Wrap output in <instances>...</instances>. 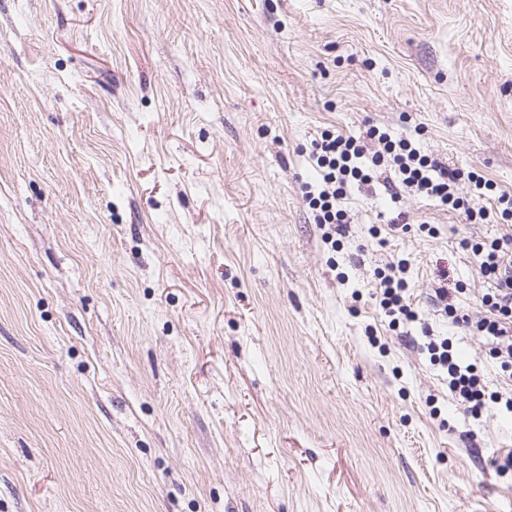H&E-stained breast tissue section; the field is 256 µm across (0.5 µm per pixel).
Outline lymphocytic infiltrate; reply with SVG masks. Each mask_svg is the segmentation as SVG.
I'll return each mask as SVG.
<instances>
[{
  "label": "lymphocytic infiltrate",
  "mask_w": 512,
  "mask_h": 512,
  "mask_svg": "<svg viewBox=\"0 0 512 512\" xmlns=\"http://www.w3.org/2000/svg\"><path fill=\"white\" fill-rule=\"evenodd\" d=\"M369 140L378 144L371 154L365 147ZM311 147L310 156L320 182L307 186L304 198L316 212V223L331 225L334 233L342 235L347 231V213L339 202L346 197L350 185L371 182L382 166L394 171L404 192L435 199L448 210L463 214L469 223L483 224L495 217L506 222L512 220V195L497 192L491 180L474 171L465 173L448 168L431 155L421 153L411 139L392 138L377 126H369L360 139L325 130L312 140ZM463 180L479 195L488 197L489 207L473 209L456 193V184ZM471 252L482 275L493 283L491 291L482 298L480 311L464 312L442 286L435 288L432 302L453 323L482 338L503 378L512 382V234L474 243ZM407 269V259L400 258L376 273L379 306L394 323L419 319L409 291ZM426 349L432 365L446 370L448 389L465 414L480 418L492 404L504 405L512 411V393L488 392L481 372L474 364H463L448 339L429 337Z\"/></svg>",
  "instance_id": "f902f5d3"
}]
</instances>
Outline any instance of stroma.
<instances>
[{"mask_svg": "<svg viewBox=\"0 0 512 512\" xmlns=\"http://www.w3.org/2000/svg\"><path fill=\"white\" fill-rule=\"evenodd\" d=\"M370 124L512 194V0H0V512H512L421 333L502 389L431 295L507 228L378 179L326 243L310 143ZM408 262L407 259L400 258L376 272L379 280L376 286L379 289V306L384 315L390 318L389 325L392 326L400 323V320H419V313L411 298L406 278Z\"/></svg>", "mask_w": 512, "mask_h": 512, "instance_id": "stroma-1", "label": "stroma"}]
</instances>
